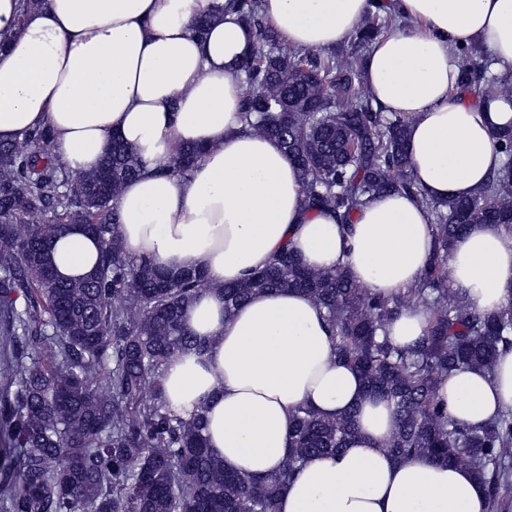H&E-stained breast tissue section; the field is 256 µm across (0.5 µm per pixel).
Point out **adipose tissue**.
Here are the masks:
<instances>
[{"label": "adipose tissue", "mask_w": 512, "mask_h": 512, "mask_svg": "<svg viewBox=\"0 0 512 512\" xmlns=\"http://www.w3.org/2000/svg\"><path fill=\"white\" fill-rule=\"evenodd\" d=\"M375 6L403 23L374 40L365 85L383 111L408 117L419 192L376 197L350 221L309 208L280 144L243 127L239 66L256 36L225 0H45L25 14L20 0H0V141L52 128V154L74 174L96 168L113 137L134 150L140 172L116 200L127 255L171 273L199 269L209 281L183 314L198 344L167 366L166 397L184 418L204 409L225 469L276 473L298 406L331 418L358 408L345 448L310 457L276 512H487L469 467L390 457L393 405L369 397L359 373L337 361L307 295L259 293L224 314V284L285 245L309 267H343L373 293L398 295L420 281L436 247L419 196H469L502 167L492 133L512 125V97L462 88L458 49L477 44L491 68L512 66V0H260L281 41L298 49L349 42ZM200 15L212 18L202 40L191 30ZM186 144L204 149L191 171L161 174ZM99 257L80 227L55 240L61 277H85ZM449 269L473 312L511 304L512 229L470 225ZM439 397L474 428L512 409V349L500 350L494 372L455 371Z\"/></svg>", "instance_id": "ef3b65f1"}]
</instances>
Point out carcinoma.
<instances>
[{"label":"carcinoma","mask_w":512,"mask_h":512,"mask_svg":"<svg viewBox=\"0 0 512 512\" xmlns=\"http://www.w3.org/2000/svg\"><path fill=\"white\" fill-rule=\"evenodd\" d=\"M229 8L255 29L257 45L241 62L242 121L277 140L296 164L305 202L349 221L366 199L408 191L414 182L408 118L373 108L356 93L359 60L386 26L368 13L337 53L285 47L259 12V0ZM461 86L488 82L512 95V75L486 76L464 48ZM54 133L37 128L0 142V512H275L281 490L312 455L345 447L357 409L329 418L300 406L291 448L264 479L224 470L208 448L204 415L169 409L163 375L196 338L184 310L208 286L201 271L171 275L131 260L115 200L140 161L119 140L101 165L69 178L48 153ZM501 171L464 198L433 202L436 252L407 294H372L342 269L316 270L283 247L263 269L224 285V313L252 295L302 291L329 322L336 355L361 375L367 393L392 402L397 427L386 450L398 461L466 459L486 491L489 512L512 486V410L480 428L450 417L438 398L443 381L468 367L490 370L499 347L512 348V304L479 315L448 287L453 244L470 225L512 228V128L495 133ZM201 155L183 147L164 166L185 174ZM69 224L100 245L96 272L59 278L53 239ZM428 314L412 350L393 346L389 322L406 307Z\"/></svg>","instance_id":"carcinoma-1"}]
</instances>
